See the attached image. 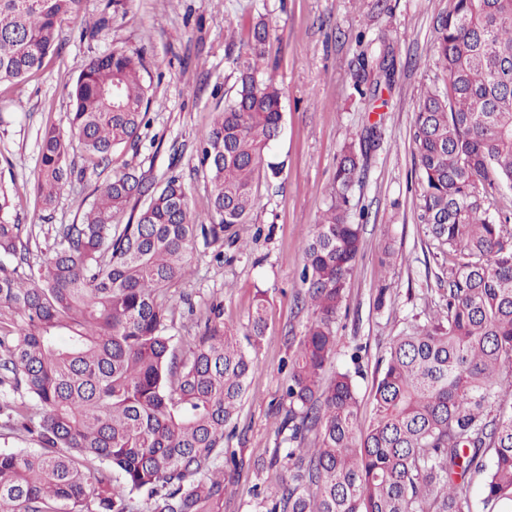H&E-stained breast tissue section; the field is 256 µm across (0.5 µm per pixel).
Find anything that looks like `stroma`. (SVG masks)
<instances>
[{
  "label": "stroma",
  "mask_w": 512,
  "mask_h": 512,
  "mask_svg": "<svg viewBox=\"0 0 512 512\" xmlns=\"http://www.w3.org/2000/svg\"><path fill=\"white\" fill-rule=\"evenodd\" d=\"M452 0H82L60 28L61 55L47 59L22 88L0 86V179L17 189L13 217L31 224L41 249L58 224L79 221L94 189L120 171L158 181L182 178L199 217L210 211V186L197 165V146L217 111L233 96L238 70L230 44H242L259 20L271 30L264 75L283 88L281 133L270 154L278 177L259 176L260 203L238 235L219 242L197 239L189 274L175 287L180 302L176 337L196 332V315L221 304L224 322L246 330L257 303L268 329L250 351L255 370L229 445L244 464L228 473L224 512H248L254 493L274 489L278 470L258 471L256 457L277 445L275 423L290 357L286 336L310 317L297 306L303 250L325 210L345 143L366 127L380 133L353 188L363 211L361 251L338 315L340 354L361 347L357 391L363 415L389 344L423 325L444 302L448 260L429 246L419 219L421 187L412 128L422 86L442 83L434 36ZM108 14L96 38L89 21ZM394 56L390 82L377 90L362 67L381 49ZM139 54L150 85L149 124L135 146L96 167L81 146L70 159L75 177L49 210L31 192L39 168V136L64 127L69 91L85 59L111 49Z\"/></svg>",
  "instance_id": "stroma-1"
}]
</instances>
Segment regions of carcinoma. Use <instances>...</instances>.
Wrapping results in <instances>:
<instances>
[{
  "label": "carcinoma",
  "instance_id": "carcinoma-1",
  "mask_svg": "<svg viewBox=\"0 0 512 512\" xmlns=\"http://www.w3.org/2000/svg\"><path fill=\"white\" fill-rule=\"evenodd\" d=\"M80 0H0V84L22 86L63 50L61 20ZM259 21L239 47L234 96L202 135L211 185L208 222L180 177L120 172L98 187L80 221L54 228L49 256L30 260L33 228L12 216L0 180V429L37 447L0 448V512H224V447L267 329L258 301L244 335L212 305L198 335L175 342L171 288L196 239L249 223L255 177L281 127L282 89L258 78L269 43ZM446 79L419 99L412 140L424 235L448 255L445 308L392 340L360 412L353 367L329 373L336 322L362 225L349 193L364 165L344 147L333 192L304 248L300 307L311 317L293 349L275 491L251 512H512V0H453L436 28ZM142 58L113 49L80 64L66 121L96 166L132 146L151 105ZM390 81L389 50L377 56ZM33 193L52 207L75 174L58 128L40 136ZM147 198L127 224L114 220ZM483 476L479 500L471 476Z\"/></svg>",
  "mask_w": 512,
  "mask_h": 512
}]
</instances>
